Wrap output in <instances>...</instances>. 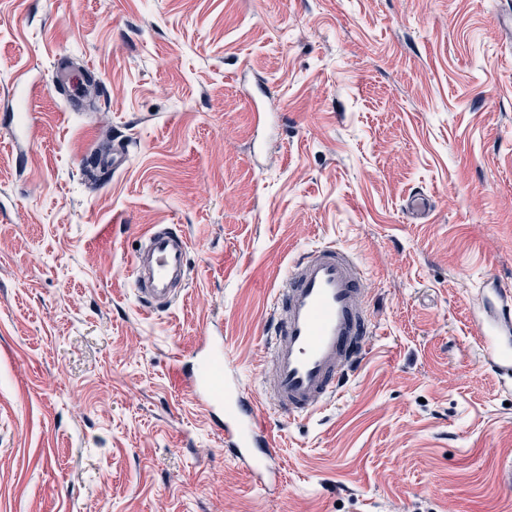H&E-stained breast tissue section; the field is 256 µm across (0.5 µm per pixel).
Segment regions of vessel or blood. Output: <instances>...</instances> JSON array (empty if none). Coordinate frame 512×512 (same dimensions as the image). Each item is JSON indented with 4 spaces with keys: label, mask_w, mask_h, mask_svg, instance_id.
<instances>
[{
    "label": "vessel or blood",
    "mask_w": 512,
    "mask_h": 512,
    "mask_svg": "<svg viewBox=\"0 0 512 512\" xmlns=\"http://www.w3.org/2000/svg\"><path fill=\"white\" fill-rule=\"evenodd\" d=\"M188 242L165 224L150 226L133 261L139 296L152 309L176 297ZM371 288L358 256L336 245L314 247L293 261L267 321L269 379L259 390L245 385L220 336L203 338L188 367L176 374L195 404L224 435V452L261 488L280 479L276 443L267 412L308 418L338 393L340 383L366 352L375 325ZM484 356L503 384L512 383V290L493 285L475 322Z\"/></svg>",
    "instance_id": "obj_1"
}]
</instances>
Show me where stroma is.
<instances>
[{
	"label": "stroma",
	"mask_w": 512,
	"mask_h": 512,
	"mask_svg": "<svg viewBox=\"0 0 512 512\" xmlns=\"http://www.w3.org/2000/svg\"><path fill=\"white\" fill-rule=\"evenodd\" d=\"M511 17L0 0V512H512V390L470 295L512 287ZM152 224L191 241L158 311L131 273ZM322 243L358 254L375 333L318 414L269 415L263 490L175 367L218 331L258 389L271 300Z\"/></svg>",
	"instance_id": "35a3bbf8"
}]
</instances>
